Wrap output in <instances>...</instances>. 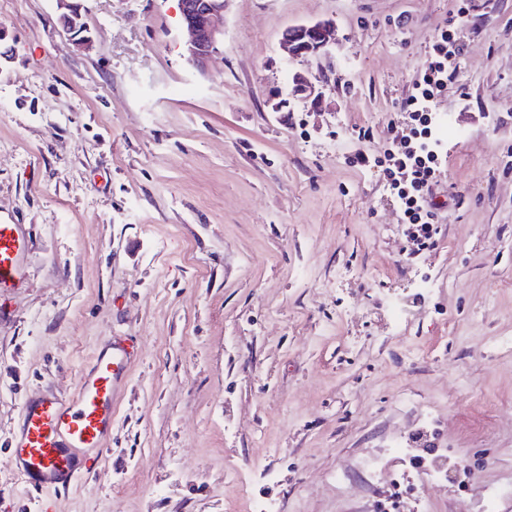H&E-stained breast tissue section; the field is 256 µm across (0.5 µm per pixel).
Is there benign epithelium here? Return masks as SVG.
<instances>
[{"instance_id": "1", "label": "benign epithelium", "mask_w": 512, "mask_h": 512, "mask_svg": "<svg viewBox=\"0 0 512 512\" xmlns=\"http://www.w3.org/2000/svg\"><path fill=\"white\" fill-rule=\"evenodd\" d=\"M228 0H179L181 23L188 33L186 55L196 67H203L224 38L219 19ZM57 19L76 44H90L81 0H56ZM332 24L318 21L291 26L282 36L280 46L288 63L316 56L333 45ZM291 95L302 102L316 103L321 97L319 78L295 71L291 75Z\"/></svg>"}]
</instances>
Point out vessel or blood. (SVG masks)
Returning a JSON list of instances; mask_svg holds the SVG:
<instances>
[{
	"label": "vessel or blood",
	"mask_w": 512,
	"mask_h": 512,
	"mask_svg": "<svg viewBox=\"0 0 512 512\" xmlns=\"http://www.w3.org/2000/svg\"><path fill=\"white\" fill-rule=\"evenodd\" d=\"M29 247L20 225L0 222V292L20 284ZM133 358L130 343L113 340L109 349L93 351L70 397L45 389L24 400L8 459L29 489L66 490L92 473L107 450Z\"/></svg>",
	"instance_id": "obj_1"
}]
</instances>
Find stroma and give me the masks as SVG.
Segmentation results:
<instances>
[{"mask_svg":"<svg viewBox=\"0 0 512 512\" xmlns=\"http://www.w3.org/2000/svg\"><path fill=\"white\" fill-rule=\"evenodd\" d=\"M0 0V221L31 240L0 296V512H378L370 458L437 419L463 482L393 460L401 512H512V0H230L199 71L178 0ZM331 21L289 99L280 39ZM434 98L457 135L432 248L412 251L384 174L442 28ZM375 159L359 165L357 154ZM405 305L393 322L389 303ZM136 356L95 471L34 492L7 467L24 400L74 390L90 352ZM57 19L62 27L73 37L79 47L87 48L91 42L88 28L84 21L81 0H55ZM320 80L308 73L295 71L291 75V95L302 102H311V105L321 97Z\"/></svg>","mask_w":512,"mask_h":512,"instance_id":"stroma-1","label":"stroma"}]
</instances>
